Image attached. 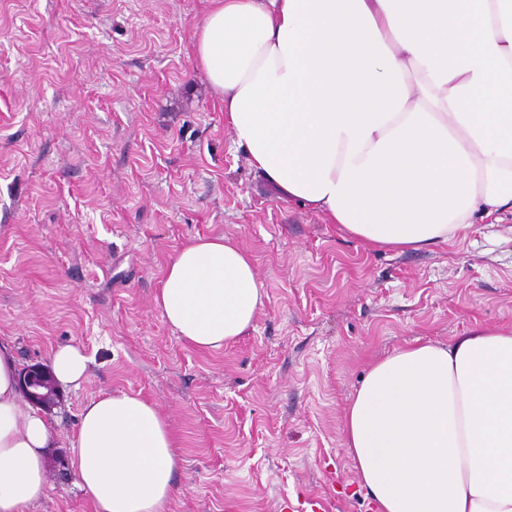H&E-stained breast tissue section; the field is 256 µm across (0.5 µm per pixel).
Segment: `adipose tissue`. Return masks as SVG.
Returning a JSON list of instances; mask_svg holds the SVG:
<instances>
[{
	"mask_svg": "<svg viewBox=\"0 0 512 512\" xmlns=\"http://www.w3.org/2000/svg\"><path fill=\"white\" fill-rule=\"evenodd\" d=\"M195 56L252 166L284 200L377 249L453 240L512 208V0H213ZM266 296L251 256L199 238L168 263L155 304L178 337L218 350ZM53 349L58 387L88 375ZM0 339V512H36L52 423L20 397ZM343 447L378 512H512V328L423 341L372 365ZM179 457L150 401L82 408L72 470L93 512H169Z\"/></svg>",
	"mask_w": 512,
	"mask_h": 512,
	"instance_id": "obj_1",
	"label": "adipose tissue"
}]
</instances>
